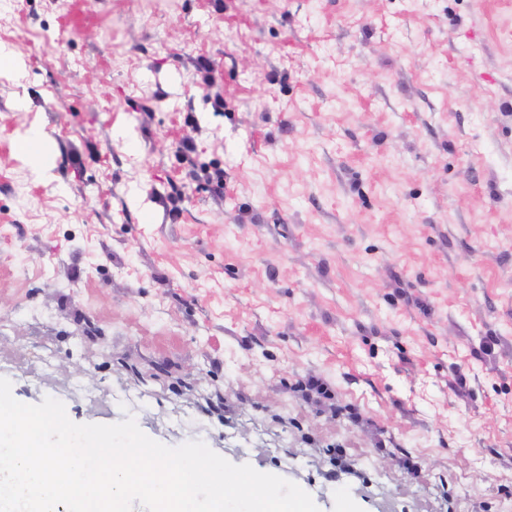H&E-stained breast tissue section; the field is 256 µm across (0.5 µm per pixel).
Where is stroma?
I'll return each instance as SVG.
<instances>
[{
    "label": "stroma",
    "mask_w": 512,
    "mask_h": 512,
    "mask_svg": "<svg viewBox=\"0 0 512 512\" xmlns=\"http://www.w3.org/2000/svg\"><path fill=\"white\" fill-rule=\"evenodd\" d=\"M0 46L18 401L320 512H512V0H0ZM297 391L302 392L306 401H313L321 409H329L337 415H345L354 423H360L361 414L357 409L348 406H342L334 402V394L330 385L322 378L308 377L300 380L297 385Z\"/></svg>",
    "instance_id": "stroma-1"
}]
</instances>
